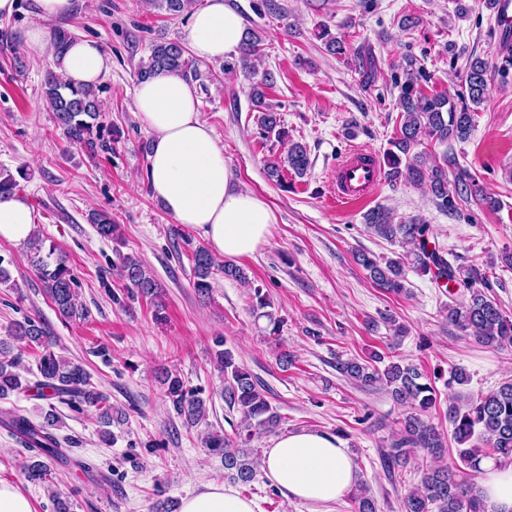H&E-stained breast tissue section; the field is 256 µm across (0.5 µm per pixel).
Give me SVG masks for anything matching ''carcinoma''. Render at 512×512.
<instances>
[{
    "label": "carcinoma",
    "instance_id": "cac0c4a2",
    "mask_svg": "<svg viewBox=\"0 0 512 512\" xmlns=\"http://www.w3.org/2000/svg\"><path fill=\"white\" fill-rule=\"evenodd\" d=\"M151 7L163 10L170 16H183L190 12L192 0H149ZM262 53L261 38L247 31L240 48L238 60L223 67L224 74L242 70L252 79L250 100L259 112V135L264 139L276 138L286 146V152L267 162L269 179L283 182V172L291 170L295 176L303 177L309 167L306 147L288 138L282 126L280 113L266 102V89L275 83L270 71L262 73L251 68L250 62ZM356 59L365 83L373 81L376 64L370 52L359 50ZM415 62L406 60V78L401 85L399 104L403 110L399 132L389 142L391 148L384 152L386 175L391 181L403 179L413 185H424L434 195L436 204L443 210L455 207V198H474L494 209L498 201L477 187L473 176L465 169L454 173L448 181V168L456 167L455 158L443 155V161H428L413 153L414 147L425 137L439 144L464 141L473 128L472 109L484 102L488 86V63L477 57L469 61L461 95L463 103L458 105L442 95H427L418 84L414 72ZM166 73H177L185 78L199 80L203 73L186 56L185 48L176 41L154 39L149 45V55L140 61L137 77L140 80ZM43 97L54 112L62 134L71 146L84 152L89 158L111 154L117 139L103 122L101 101L91 87H73L62 82L49 72L42 84ZM19 191V182L8 171H0V198ZM91 223L97 234L108 240L119 238V225L113 223L106 211L91 213ZM366 229L386 241L400 240L410 245V264L423 275L448 280L465 287L461 298L448 305V323L457 328L475 333V339L483 344L500 348L512 347V318L504 315L497 302L487 294L489 289L486 274L480 268L454 269L439 253L428 249L430 225L422 220L394 222L392 214L384 208H376L364 215ZM30 252L34 254L33 266L42 283L45 294L64 320L84 316L78 307L77 280L65 259L56 253L55 247L44 250L43 238L35 232L28 239ZM194 272L193 287L201 296L212 288L210 277L215 266L214 258L202 245L192 250ZM361 265L369 272L370 279L379 287L396 295L405 292L404 267L399 260H388L380 265L365 254L359 255ZM120 275L125 281L126 298L139 297L155 301L159 297L158 284L144 263L134 256L119 257ZM10 336L15 341L43 348L35 384L22 376L20 354L10 351V344L0 341V397L10 393H28L36 390L35 396L48 403L50 411L36 421L19 411H12L0 418L18 441L33 456L24 465L27 478L43 482L50 472V464L67 462L66 446L71 439L55 432L58 418L54 414V402L93 407L99 413L103 425L112 424V404L90 381V374L80 364L56 355L52 350L49 333L38 319L27 317L17 322ZM217 361L224 372V401L230 408H237L247 422L266 431L279 425L280 416L268 401L264 386L246 368L236 364L230 351L217 353ZM336 368L346 378L364 386L383 384L394 402L410 408L404 418V427L392 446L382 453V461L389 471L404 466L410 453L422 450L437 457L443 454L445 444L436 428L424 419L435 405L436 390L431 379L414 364L390 363L379 368L369 362L347 359L337 362ZM165 395L174 411L188 426H195L206 417V402L199 393L187 388L180 376L170 372L163 379ZM448 421L452 426V437L457 462L454 466L437 465L422 471L417 485L402 500L401 512H489L488 506L474 484L460 478V469L481 472V463L490 458L498 463H512V380L505 381L496 389L468 398L459 405L448 408ZM250 435L239 439L224 434L211 433L205 439L206 447L224 455V471L233 481L247 485L257 474V461L243 448ZM354 512H377V504L365 483L358 484L352 494Z\"/></svg>",
    "mask_w": 512,
    "mask_h": 512
}]
</instances>
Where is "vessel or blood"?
Returning a JSON list of instances; mask_svg holds the SVG:
<instances>
[{
  "label": "vessel or blood",
  "mask_w": 512,
  "mask_h": 512,
  "mask_svg": "<svg viewBox=\"0 0 512 512\" xmlns=\"http://www.w3.org/2000/svg\"><path fill=\"white\" fill-rule=\"evenodd\" d=\"M382 170L376 157L359 149L347 151L336 166L332 198L344 206L368 197L379 185Z\"/></svg>",
  "instance_id": "obj_1"
}]
</instances>
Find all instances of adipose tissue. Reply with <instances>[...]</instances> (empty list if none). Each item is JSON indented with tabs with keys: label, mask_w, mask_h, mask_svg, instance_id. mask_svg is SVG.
Segmentation results:
<instances>
[{
	"label": "adipose tissue",
	"mask_w": 512,
	"mask_h": 512,
	"mask_svg": "<svg viewBox=\"0 0 512 512\" xmlns=\"http://www.w3.org/2000/svg\"><path fill=\"white\" fill-rule=\"evenodd\" d=\"M36 24L25 33L33 61L50 60L56 74L74 85H97L112 61L96 41L78 39L55 52L49 22L70 17L74 0H32ZM245 23L225 0H205L192 12L187 39L195 56L208 61L232 60L240 51ZM136 109L152 134L149 186L174 221L202 232L219 258L254 256L268 245L277 217L256 193L235 188L224 148L202 119L194 85L175 73L139 84ZM40 220L30 202L19 195L0 200V239L25 242ZM261 469L286 496L329 504L355 485L357 473L348 449L330 434L300 429L283 433L265 449ZM481 494L490 512H512V464L482 465ZM180 512H256L253 501L232 488L210 484L182 499Z\"/></svg>",
	"instance_id": "obj_1"
}]
</instances>
